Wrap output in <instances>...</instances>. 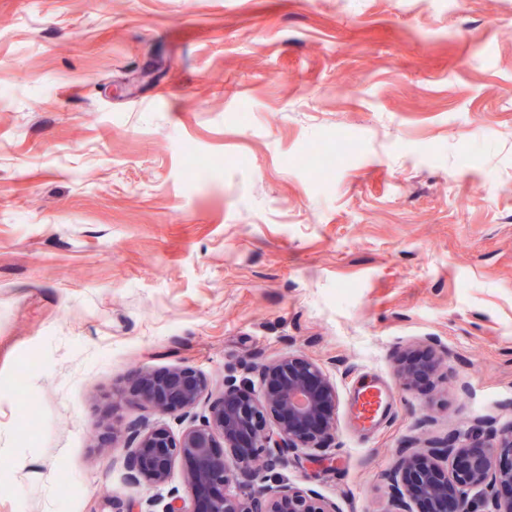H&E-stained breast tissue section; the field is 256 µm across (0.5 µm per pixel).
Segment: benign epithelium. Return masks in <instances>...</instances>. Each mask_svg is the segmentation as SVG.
<instances>
[{
	"label": "benign epithelium",
	"mask_w": 512,
	"mask_h": 512,
	"mask_svg": "<svg viewBox=\"0 0 512 512\" xmlns=\"http://www.w3.org/2000/svg\"><path fill=\"white\" fill-rule=\"evenodd\" d=\"M407 348L399 358L403 386L413 389L441 364L438 341ZM124 401L178 420H190L180 433L167 424L142 419L125 428L129 448L127 480L134 485L167 482L176 460L191 467L186 485L191 501L173 495L161 512H337L336 504L312 489L285 480L258 481L303 453L329 461L336 434V386L315 361L290 352L247 367L246 375L224 377L215 392L208 379L189 365L145 370L124 392ZM208 402L199 415L196 408ZM224 451H217L218 447ZM512 427L493 441L466 444L450 436L443 445L402 450L389 475L394 495L389 512H408L405 497L421 512H512Z\"/></svg>",
	"instance_id": "obj_1"
}]
</instances>
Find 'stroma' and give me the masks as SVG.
<instances>
[{"label":"stroma","mask_w":512,"mask_h":512,"mask_svg":"<svg viewBox=\"0 0 512 512\" xmlns=\"http://www.w3.org/2000/svg\"><path fill=\"white\" fill-rule=\"evenodd\" d=\"M284 352L335 462L273 475L338 512L407 438L512 426V0H0V512H160L187 465L128 482L121 390ZM429 345L425 349L407 348L399 358V375L406 389H413L431 375L441 364V356L437 354L436 347L441 345L434 338L429 337ZM387 401L386 392L379 386L361 388L357 394V419L362 425L374 424L382 415Z\"/></svg>","instance_id":"1"}]
</instances>
